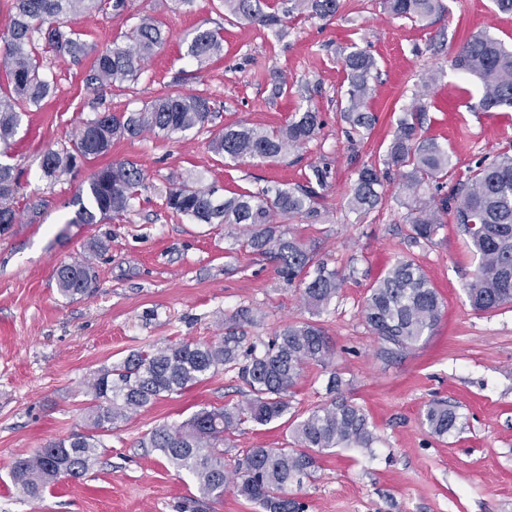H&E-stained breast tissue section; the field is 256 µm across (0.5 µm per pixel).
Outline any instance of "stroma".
Returning <instances> with one entry per match:
<instances>
[{
  "mask_svg": "<svg viewBox=\"0 0 512 512\" xmlns=\"http://www.w3.org/2000/svg\"><path fill=\"white\" fill-rule=\"evenodd\" d=\"M445 12L425 26L397 19L381 0H343L331 19L287 14L290 0H271L286 14L288 34L229 20L219 0H126L124 9L102 0L67 24L87 44L75 60L44 51L41 63L57 89L41 109L22 118L14 143L0 161L15 166L21 190L20 221L0 237V512H181L196 496L195 479L176 471L141 442L155 425H177L202 408L241 400L236 372L221 370L180 394L130 415L105 436V448L83 478L64 479L42 502L25 500L10 478L15 459L51 439L83 431L87 384L102 367L149 346L190 340L212 342L224 318L242 306L257 310L248 338L272 337L290 323L309 320L297 285L288 284L268 258L242 249L239 231L224 224H192L168 210L171 183L217 187L228 195L304 182L312 166L328 165L329 184L318 222L293 221L291 232L316 259L342 271L344 285L319 322L335 349L330 368L307 366L289 397L296 417L326 403L330 373L343 394L362 408L377 440L371 451L336 448L319 458L313 477L289 492L306 512H512V305L475 313L463 286L476 267L456 224L446 222L433 243L408 238L406 210L394 197L399 177L390 173L389 197L365 215L348 211L355 171L377 162L412 92L431 80L421 132L454 155L446 185L512 148V110L476 112L478 82L454 71L448 50L485 31L512 45V14L493 0H443ZM162 22L168 43L144 65L138 81L118 92L87 83L93 53L109 47L143 15ZM220 29L224 52L207 65L186 57L180 43L195 28ZM362 49L377 70L367 107L377 117L369 136L349 142L340 118L348 82L344 54ZM176 90L208 99L212 120L202 130L171 137L153 132L122 139L77 171L51 181L41 160L48 148L71 139L78 126L101 112H133L145 101ZM318 110L323 126L285 157L234 164L215 154L211 140L224 127L284 125L299 108ZM115 160L136 162L147 187L131 212L98 224H76L72 200L91 174ZM38 201L39 214L26 210ZM99 239L107 251L89 257ZM91 258L99 289L69 300L56 289L59 263ZM410 257L437 289L443 312L433 335L392 361L362 310L371 285L395 262ZM442 399L456 406L458 429L430 433L422 413ZM287 423L241 424L223 445L234 468L252 448H284Z\"/></svg>",
  "mask_w": 512,
  "mask_h": 512,
  "instance_id": "1",
  "label": "stroma"
}]
</instances>
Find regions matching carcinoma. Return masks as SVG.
I'll use <instances>...</instances> for the list:
<instances>
[{
    "label": "carcinoma",
    "mask_w": 512,
    "mask_h": 512,
    "mask_svg": "<svg viewBox=\"0 0 512 512\" xmlns=\"http://www.w3.org/2000/svg\"><path fill=\"white\" fill-rule=\"evenodd\" d=\"M236 19L287 33L284 20L263 9L264 0H222ZM98 7V0H12L14 10L3 42L5 84L0 85V146L9 147L21 123L22 112L40 108L56 90L52 72L40 70L39 54L50 49L76 60L87 53L86 44L66 29L65 18ZM340 0H291L289 12L320 19L340 10ZM389 14L424 23L445 11L443 0H383ZM127 44H112L97 53L90 80L121 88L136 80L145 62L168 41L162 23L146 16L124 34ZM185 55L199 64L221 56L223 39L216 29L196 28L182 37ZM348 89L340 103L341 117L350 133L367 135L376 116L367 111L375 58L362 50L344 55ZM451 67L476 78L481 95L474 108L481 112L512 109V47L488 33L469 35L451 52ZM424 92L414 93L410 108L397 119L383 164L400 170L398 196L407 209L411 242L430 243L452 216L477 260L473 278L464 291L476 312H491L512 303V152L499 153L489 164L469 170L446 195L439 188L453 167V155L434 139L421 135L418 113L424 111ZM209 100L203 96L170 92L146 103L137 112H108L83 122L75 138L45 151L42 171L55 180L80 164L107 154L112 140L135 137L144 130L170 136L211 121ZM321 129L318 112H295L283 126L273 129L229 126L212 140L213 150L233 162L270 161L286 156L312 139ZM327 167L315 165L302 184L217 195L218 189H198L188 183L172 184L166 207L191 224H230L246 228L240 246L269 256L288 283L298 282L310 314L327 310L345 276L324 261L298 237L273 224L294 219L315 221L320 216L321 190L328 185ZM145 172L135 162L116 161L98 169L89 179L88 193L78 194L72 224H97L106 217L127 214L145 186ZM19 176L14 167L0 164V226L18 222L16 209ZM386 198L383 174L375 165L355 172L346 199L347 209L358 215L382 206ZM60 296L90 297L97 280L88 259L60 263L54 272ZM442 317V303L420 266L398 259L370 288L363 318L378 337L379 355L392 358L413 348L434 333ZM257 316L241 307L224 318V336L216 342L179 341L129 353L123 360L101 368L89 385L85 431L50 440L33 454L17 458L11 480L30 501L63 478L80 479L99 460L103 437L127 419L128 414L157 400L181 393L226 368L238 369L247 388L242 403L202 408L178 425L154 426L141 442L159 451L176 471L192 474L199 497L188 500L190 512H206L208 503L233 486L237 495L257 503L263 512H305L304 503L288 495V487L312 476L319 455L334 448L369 449L376 441L373 426L361 408L336 397L343 385L332 372L326 390L331 401L312 410L292 429L290 448H253L230 475L224 470V437L246 421L266 425L288 414V396L304 366L328 367L334 348L322 327L313 321L289 324L268 340L246 342L243 326ZM431 432L439 437L458 428L460 416L443 402L433 401L424 412Z\"/></svg>",
    "instance_id": "1"
}]
</instances>
